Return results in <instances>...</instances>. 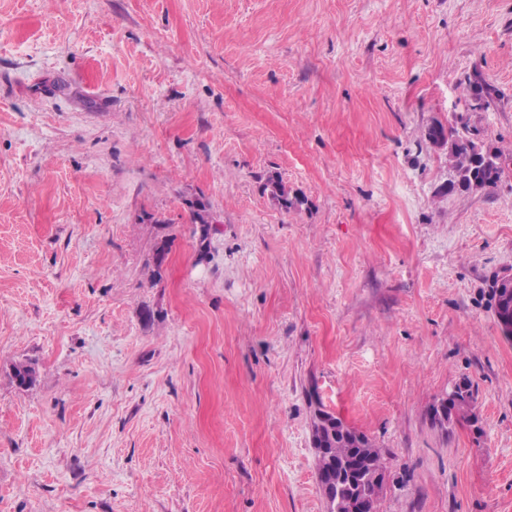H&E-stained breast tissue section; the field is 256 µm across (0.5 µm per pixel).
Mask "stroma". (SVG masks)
Returning <instances> with one entry per match:
<instances>
[{
    "label": "stroma",
    "mask_w": 512,
    "mask_h": 512,
    "mask_svg": "<svg viewBox=\"0 0 512 512\" xmlns=\"http://www.w3.org/2000/svg\"><path fill=\"white\" fill-rule=\"evenodd\" d=\"M462 121L512 154V0H0V512H327L312 388L376 512H512V164L448 192ZM461 84H465L468 104L478 109L472 111L488 110L497 98V88L479 72L467 74ZM270 188V193L274 199L278 201L282 208L288 211V209H296L301 207L305 203V199L295 195L290 197L288 189L280 182L279 179L269 178L266 183V189ZM494 280L492 281L491 285V299L494 302V313L498 322V325L508 329L509 331L512 329V313H508V310L510 308V305H512V295L510 297V300L506 301V310L507 313H502L500 316V323L498 321L497 315L499 314L500 310H502V299L501 295H498L497 289L502 290L504 288L511 289L512 292V267L505 269L498 273L497 275V281H496V287H494ZM473 385L469 379H464L457 384L455 395L456 397L448 403V395L439 399L433 406V414H443L446 406L447 410L444 412V418H435L441 428L448 432V426L454 423L465 421L467 423L477 422L475 412V398L472 389Z\"/></svg>",
    "instance_id": "35a3bbf8"
}]
</instances>
